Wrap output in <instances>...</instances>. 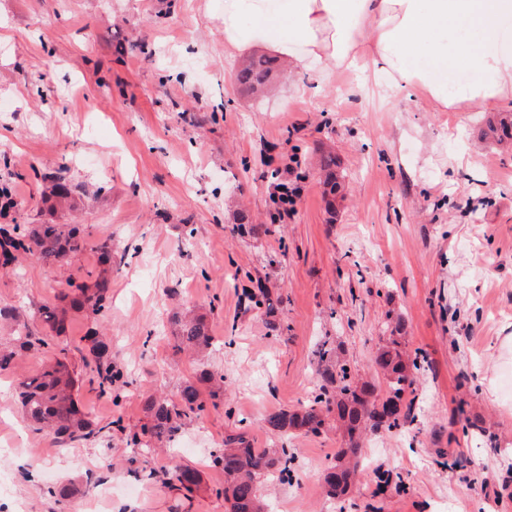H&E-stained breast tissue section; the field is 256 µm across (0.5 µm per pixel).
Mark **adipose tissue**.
<instances>
[{
  "label": "adipose tissue",
  "mask_w": 512,
  "mask_h": 512,
  "mask_svg": "<svg viewBox=\"0 0 512 512\" xmlns=\"http://www.w3.org/2000/svg\"><path fill=\"white\" fill-rule=\"evenodd\" d=\"M224 44L369 67L439 112L512 99V0H224Z\"/></svg>",
  "instance_id": "ef3b65f1"
}]
</instances>
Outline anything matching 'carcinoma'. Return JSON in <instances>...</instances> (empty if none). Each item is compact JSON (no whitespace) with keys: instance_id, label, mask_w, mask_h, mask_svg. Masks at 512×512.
<instances>
[{"instance_id":"obj_1","label":"carcinoma","mask_w":512,"mask_h":512,"mask_svg":"<svg viewBox=\"0 0 512 512\" xmlns=\"http://www.w3.org/2000/svg\"><path fill=\"white\" fill-rule=\"evenodd\" d=\"M278 60L259 56L247 61L239 70L237 80L244 90L256 95L263 92L274 74L279 70ZM489 132L498 142L512 141V114H503L497 123L489 126ZM336 158H323L326 171L325 184L330 210H336V194L341 189L340 175L336 173ZM86 246L77 228L68 224H15L0 225V264L10 265L18 252H25L48 263L60 262L70 253L82 251ZM101 269L94 287L78 285L69 301V306H44L40 309L43 321L55 335L65 332L69 313L86 311L100 315L105 309L112 272V251L108 243L97 246ZM401 324L390 330L386 344L380 346L376 365L387 381V403L393 407L402 405L406 393L414 392L415 373L420 369L419 357L405 356L401 342L396 337ZM174 348L192 354L202 353L212 343L209 326L203 315L178 317L172 332ZM90 343V384L97 385L101 394L112 393V388L122 373L112 364V346L91 331L85 336ZM57 348L58 353L33 377L18 379L16 393L26 417L40 431H47L63 443L89 440L97 437L103 428L95 425L90 417L81 412L76 399L78 379L69 370L67 347L47 336H33L26 325L15 329L12 343L0 344V372L9 370L15 360L29 350ZM317 374L320 385L312 397L294 409H280L265 419V426L281 435L278 448L259 449L252 447L245 431L224 437V447L216 449L210 456L211 465L224 472V501L228 512H265L266 505L260 494L259 480L267 472L280 482L288 481L294 472L295 454L288 448V436L296 433L318 435L326 424L327 415L336 414L348 437V447L341 449L336 464L323 479L328 492L334 496L344 494L354 481L358 462L355 461L366 427L377 431L401 428L410 416V410L379 420L375 415V402L379 394L368 382H359L352 375L348 362L336 355V349L322 344L317 350ZM201 381L210 384L208 397H203L194 383H187L175 399L150 396L144 403L147 422L141 433L131 437L139 448H148L151 442L168 443L177 439L183 429L205 411L207 404H217L224 396V377L214 378L203 373ZM164 482L193 493L199 484V475L193 467L175 464L163 473Z\"/></svg>"}]
</instances>
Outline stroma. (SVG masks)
<instances>
[{"label": "stroma", "instance_id": "35a3bbf8", "mask_svg": "<svg viewBox=\"0 0 512 512\" xmlns=\"http://www.w3.org/2000/svg\"><path fill=\"white\" fill-rule=\"evenodd\" d=\"M240 61L224 50V0H0L7 221L111 239L105 315L71 314L65 341L80 368L95 330L124 372L119 401L86 382L78 391L91 419L120 427L68 445L34 431L15 402V379L47 353L0 373V512H226L212 450L243 422L254 447H276L263 420L311 397L324 338L385 392L374 358L389 319L425 359L412 421L366 436L371 467L347 497L321 481L345 445L332 416L320 435L289 437L300 467L261 493L277 512H512V348L500 346L512 336V147L485 138L490 111L437 112L332 64L290 71L256 99L236 81ZM327 151L346 177L332 212ZM294 156L301 194L269 224L276 173ZM59 172L76 188L66 210L49 197ZM244 219L271 231L240 234ZM97 270L91 247L60 267L19 255L0 266V308L49 335L40 308ZM253 279L274 310L243 304ZM189 310L213 338L199 362L173 348L171 317ZM204 370L223 377V402L169 447L130 446L145 399L176 397ZM177 462L199 471L192 497L159 477ZM379 470L392 476L381 492ZM64 483L66 495L42 492Z\"/></svg>", "mask_w": 512, "mask_h": 512}]
</instances>
